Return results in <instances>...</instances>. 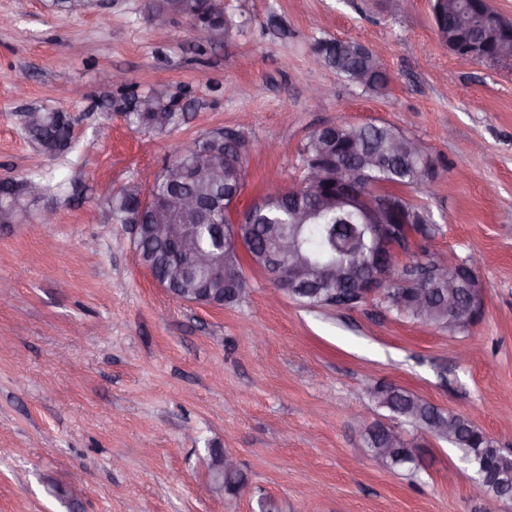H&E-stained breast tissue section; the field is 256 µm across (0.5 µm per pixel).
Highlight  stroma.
<instances>
[{
    "mask_svg": "<svg viewBox=\"0 0 512 512\" xmlns=\"http://www.w3.org/2000/svg\"><path fill=\"white\" fill-rule=\"evenodd\" d=\"M146 0H0V176L43 194L0 224V512H483L460 453L411 425L415 463L375 462L361 422L393 418L370 396L401 387L471 420L512 450V69L458 57L431 0H224L231 26L207 54L188 20L166 36ZM373 48L382 94L338 76L318 42ZM118 70L126 89L103 83ZM331 86L315 99L309 89ZM180 94L186 120L158 137L128 126L122 93ZM68 113L74 140L55 157L25 134L22 111ZM390 124L434 160L432 190L403 188L437 231L430 251L480 259L481 317L451 333L370 298L352 309L271 302L265 273L222 308L173 301L107 216L114 189L170 162L216 128L249 150L241 206L270 176L294 185L307 137L336 118ZM51 207L56 220L38 221ZM234 455L245 492L206 489L209 449Z\"/></svg>",
    "mask_w": 512,
    "mask_h": 512,
    "instance_id": "35a3bbf8",
    "label": "stroma"
}]
</instances>
